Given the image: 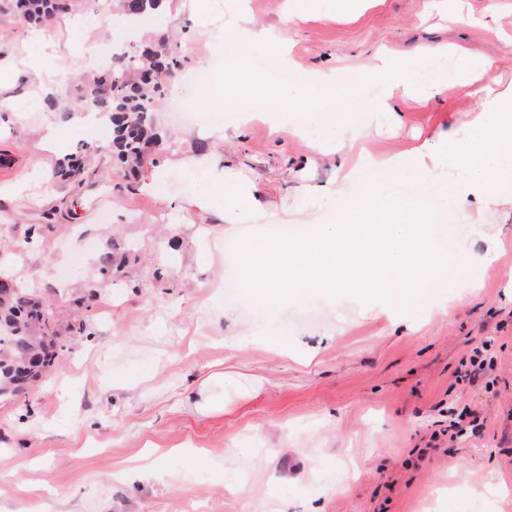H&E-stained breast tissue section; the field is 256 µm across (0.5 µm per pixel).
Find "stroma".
Masks as SVG:
<instances>
[{
  "label": "stroma",
  "instance_id": "stroma-1",
  "mask_svg": "<svg viewBox=\"0 0 512 512\" xmlns=\"http://www.w3.org/2000/svg\"><path fill=\"white\" fill-rule=\"evenodd\" d=\"M216 0H179L162 24L140 16L133 42L114 37L119 0H78L55 18L57 44L31 42L18 15L0 27L5 51L49 66L83 42L89 69L110 68L133 44L161 45L181 60L165 92L175 105L152 115L156 140L142 175L161 194L129 189L125 169L100 146L110 123L80 125L66 104L36 98L26 76L8 86L20 115L0 113V277L49 306L57 357L36 389L0 399V512H512V208L489 217L498 255L474 234L481 208L450 213L467 265L449 262L461 302L452 318L403 316L394 298L332 297L309 288L283 301L275 320L224 294L241 277L240 253L279 224H314L301 185L336 181L337 160L312 157L288 133L254 120L227 138L181 115L205 101L191 77L209 52L196 31L220 30ZM512 0H378L352 18L291 23L294 80L358 73L379 51L403 59L425 42L500 54L496 77L512 81ZM480 108L447 94L400 105L402 123L371 127L369 146L393 153L459 126ZM62 139L45 150L41 135ZM95 156L81 184L53 177L78 149ZM230 167L253 180L264 210L226 234L206 177ZM127 251L123 274L100 279L97 261ZM83 323L75 336L69 327ZM286 334L287 346L266 342ZM493 363L486 384L465 380L473 348ZM477 416L478 432L450 438L449 406Z\"/></svg>",
  "mask_w": 512,
  "mask_h": 512
}]
</instances>
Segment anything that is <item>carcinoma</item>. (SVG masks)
<instances>
[{
  "instance_id": "cac0c4a2",
  "label": "carcinoma",
  "mask_w": 512,
  "mask_h": 512,
  "mask_svg": "<svg viewBox=\"0 0 512 512\" xmlns=\"http://www.w3.org/2000/svg\"><path fill=\"white\" fill-rule=\"evenodd\" d=\"M72 2L74 0H0V17L18 12L30 23L40 24L71 10ZM179 64L173 56L163 59L155 53L152 59L144 60L138 53L133 61L88 81L79 104L90 101L110 115L113 138L108 151L130 169L143 163L153 106L163 95L154 71L169 72ZM82 168L83 152L80 151L59 165L56 176L68 179ZM53 334L48 306L35 294L15 287L8 295L0 297V398L20 394L21 381L28 377L33 385L52 367L56 358Z\"/></svg>"
}]
</instances>
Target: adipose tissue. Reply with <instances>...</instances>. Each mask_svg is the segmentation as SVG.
<instances>
[{
    "mask_svg": "<svg viewBox=\"0 0 512 512\" xmlns=\"http://www.w3.org/2000/svg\"><path fill=\"white\" fill-rule=\"evenodd\" d=\"M225 27L223 37L208 30L201 33L212 52L224 58V74L213 98L236 107L247 100L269 103L270 132L288 131L317 154L356 152L335 186H309L304 191L309 205L331 206L328 220L262 250L243 249L240 294L272 318L284 288L317 285L348 293L371 269L384 266L388 272L382 287L399 297L401 314L434 309L452 315L456 302L444 294L447 280L436 281L430 289L423 286L428 271L447 268L449 250L468 254L465 244H448V207L465 208L477 198L512 206V83L494 77L496 60L456 52L447 42L423 45L403 66L380 52L366 71L380 82L381 92L356 121H345L335 104L359 101L362 84L342 81L334 73L300 82L283 115L273 87L251 66V50L273 45L281 64L290 66L287 28L273 31L256 25L244 0L233 5ZM84 62L80 49L52 70L39 58L19 64L6 55L0 57V77L30 72L42 94L59 98L70 78L83 71ZM448 92L479 97L481 107L467 124L449 129L436 143L412 145L394 154L363 145L365 127L394 117L395 103L423 102ZM220 196L223 220L229 225L239 223L244 212L263 207L257 186L230 168L223 171ZM270 266L277 268V278L267 276Z\"/></svg>",
    "mask_w": 512,
    "mask_h": 512,
    "instance_id": "1",
    "label": "adipose tissue"
}]
</instances>
